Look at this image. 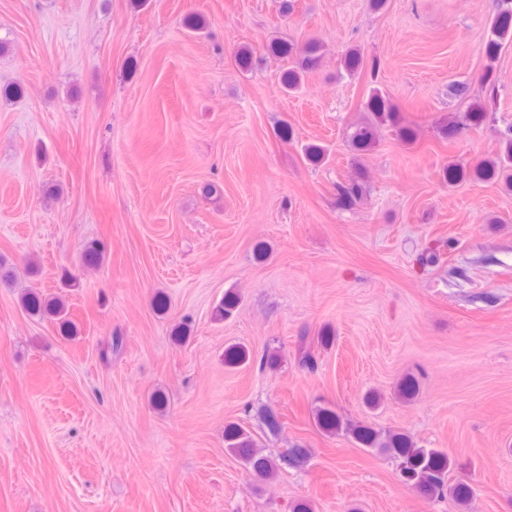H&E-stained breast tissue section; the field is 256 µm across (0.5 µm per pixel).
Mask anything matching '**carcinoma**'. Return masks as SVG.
I'll list each match as a JSON object with an SVG mask.
<instances>
[{
    "label": "carcinoma",
    "instance_id": "1",
    "mask_svg": "<svg viewBox=\"0 0 512 512\" xmlns=\"http://www.w3.org/2000/svg\"><path fill=\"white\" fill-rule=\"evenodd\" d=\"M512 44V9L501 11L492 25L491 38L485 46L487 64L480 81L489 92L495 91L494 64L501 50ZM271 50L279 56L286 67L282 73V85L288 90H295L301 85L303 73L317 67L320 61V45L308 42L302 46L294 43L276 41ZM367 111L371 112L374 120L358 126L352 135L353 144L360 150L372 147L377 139L378 127L389 122L396 126L400 123L399 112L394 104L378 89L370 91L365 103ZM476 173L486 179H496L512 188V137L501 144L500 154L479 163ZM338 195L345 205H351L362 195V186L356 179L338 185ZM23 309L30 315L41 316L50 314L62 319L63 327L69 328L72 322L66 318L67 307L61 298L49 300L37 293L28 292L21 297ZM298 365L308 371H314L316 358L308 346L306 337L299 339L297 349ZM314 421L317 428L325 434L336 435L340 432L351 436L356 443L364 448H378L399 462L403 479L417 489L424 497L435 500H450L465 512L473 498L472 484L458 480H448V472L453 462L448 453L439 448H423L413 438L402 432H386L375 430L368 426L343 424L336 411L324 407L316 411ZM262 424L271 434L281 432L284 426L283 416L274 409L262 412ZM224 444L226 448L240 459L244 465L259 479L270 481L279 472L280 466L297 465L303 462L308 449L296 445L278 457L266 455L257 449L253 435L243 427L231 423L224 429Z\"/></svg>",
    "mask_w": 512,
    "mask_h": 512
}]
</instances>
